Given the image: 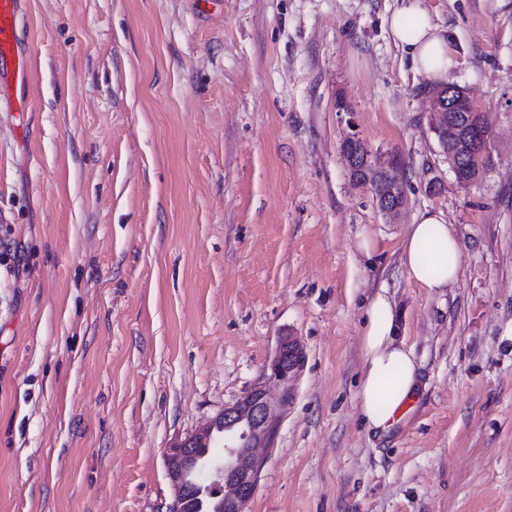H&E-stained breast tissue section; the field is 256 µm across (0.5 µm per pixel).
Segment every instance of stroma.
<instances>
[{"label": "stroma", "instance_id": "obj_1", "mask_svg": "<svg viewBox=\"0 0 512 512\" xmlns=\"http://www.w3.org/2000/svg\"><path fill=\"white\" fill-rule=\"evenodd\" d=\"M422 3L492 130L467 188L390 35L399 0H19L0 512H165L166 448L263 382L286 335L304 363L245 512H512V0ZM353 133L398 159V216L352 179ZM426 209L462 250L433 292L400 260ZM382 288L419 381L380 436L357 394Z\"/></svg>", "mask_w": 512, "mask_h": 512}]
</instances>
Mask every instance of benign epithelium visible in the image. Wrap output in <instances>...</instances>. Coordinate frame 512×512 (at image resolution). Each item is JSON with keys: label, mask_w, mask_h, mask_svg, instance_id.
Wrapping results in <instances>:
<instances>
[{"label": "benign epithelium", "mask_w": 512, "mask_h": 512, "mask_svg": "<svg viewBox=\"0 0 512 512\" xmlns=\"http://www.w3.org/2000/svg\"><path fill=\"white\" fill-rule=\"evenodd\" d=\"M427 98L430 104V128L437 136L445 125L446 113L454 112L461 106L471 116H477L478 109L474 102L466 89L458 85L435 88L428 93ZM346 144L361 147L364 151L363 168L370 169V175L361 177L356 174L354 179L370 186L373 176L383 175L389 195L377 198V203L386 214H395L404 203L403 189L395 176L398 160L394 157H372L371 150L356 133L346 138ZM489 145L488 133L466 138L462 153L448 155L453 173H458L464 163L481 166L483 157L488 154ZM302 361L303 352L298 343L284 336L278 341L266 371L269 372V378L286 388L294 380ZM218 418L224 421V428L232 430L233 434L224 440V462L209 468L210 480L203 486V490L205 494L223 500L224 512H243L244 505L253 497L258 484L262 466L258 449L270 447L276 431V408L266 387L257 385L240 401L224 408ZM214 425L215 421L212 420L203 429L174 440L167 448L165 464L173 496L166 512H184L186 488L178 473L193 451L194 439L213 430Z\"/></svg>", "instance_id": "obj_1"}]
</instances>
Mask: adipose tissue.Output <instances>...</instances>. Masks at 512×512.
<instances>
[{
  "label": "adipose tissue",
  "mask_w": 512,
  "mask_h": 512,
  "mask_svg": "<svg viewBox=\"0 0 512 512\" xmlns=\"http://www.w3.org/2000/svg\"><path fill=\"white\" fill-rule=\"evenodd\" d=\"M395 41L413 67L436 83H445L453 66L448 41L433 24L420 0H402L389 20ZM401 262L409 277L428 291L454 282L461 263L457 236L439 210L420 212L401 245ZM399 317L385 291L369 301L362 330L365 372L358 391V410L368 430L384 433L412 397L418 365L412 348L397 338Z\"/></svg>",
  "instance_id": "obj_1"
}]
</instances>
